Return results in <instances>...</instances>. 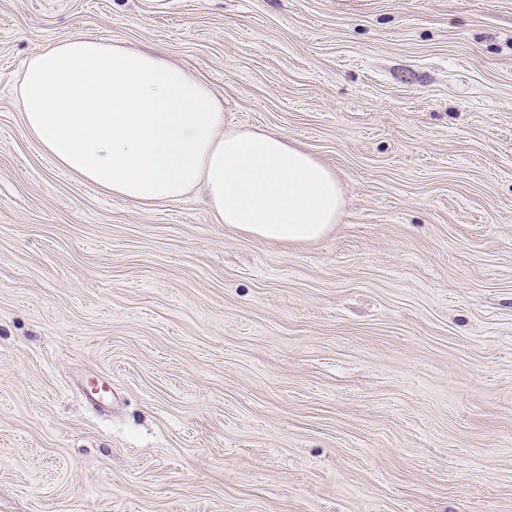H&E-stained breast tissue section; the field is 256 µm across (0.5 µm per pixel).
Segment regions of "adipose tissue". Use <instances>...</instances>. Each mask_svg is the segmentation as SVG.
Here are the masks:
<instances>
[{"label":"adipose tissue","instance_id":"ef3b65f1","mask_svg":"<svg viewBox=\"0 0 512 512\" xmlns=\"http://www.w3.org/2000/svg\"><path fill=\"white\" fill-rule=\"evenodd\" d=\"M18 97L59 168L132 203L198 192L216 223L271 242L315 241L341 220L334 169L282 134L225 127L212 90L155 47L70 37L29 60Z\"/></svg>","mask_w":512,"mask_h":512}]
</instances>
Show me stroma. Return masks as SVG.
Segmentation results:
<instances>
[{
	"instance_id": "1",
	"label": "stroma",
	"mask_w": 512,
	"mask_h": 512,
	"mask_svg": "<svg viewBox=\"0 0 512 512\" xmlns=\"http://www.w3.org/2000/svg\"><path fill=\"white\" fill-rule=\"evenodd\" d=\"M77 34L316 155L340 224L59 169L17 86ZM0 512H512V0H0Z\"/></svg>"
}]
</instances>
